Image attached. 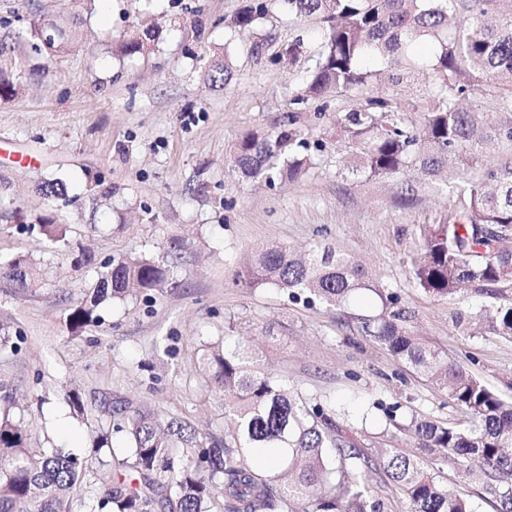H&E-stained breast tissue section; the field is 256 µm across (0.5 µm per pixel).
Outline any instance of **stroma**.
I'll return each instance as SVG.
<instances>
[{"label": "stroma", "mask_w": 512, "mask_h": 512, "mask_svg": "<svg viewBox=\"0 0 512 512\" xmlns=\"http://www.w3.org/2000/svg\"><path fill=\"white\" fill-rule=\"evenodd\" d=\"M245 3L0 0V74L22 79L16 96L0 98V195L10 201L0 207V254L30 256L43 278L28 291L0 278L8 338L0 346V410L12 409L30 448L87 454L120 404L187 419L202 436L232 442L224 395L198 364L204 341L228 351L250 341L265 369L288 379L307 404L344 414L371 449L412 450L408 433L388 436L393 421H461L446 392L361 333L360 317L379 311L373 292H356L339 310L237 282L272 245L304 250L322 241L347 253L391 285L416 336L512 396V341L480 333L475 316L484 297L438 300L412 280L421 225L450 206L436 184L413 172L356 178L340 171L332 151L295 180L232 170V142L274 130L304 76V66L271 62L264 34L319 37L314 21L289 19L275 4L256 28L231 29ZM37 11L64 22L77 41L33 76L17 37ZM148 27L157 33L151 53L113 56L121 34ZM226 56L233 79L212 86L207 66ZM24 155L33 164H21ZM47 178L66 182L68 206L50 209L38 195ZM48 212L91 264L76 266L71 253L18 233V224ZM168 254L179 261L173 281L105 300L97 325L70 331L64 312L89 300L101 262ZM457 311L470 316L460 327L451 319ZM75 392L88 403L84 413L71 405ZM438 478L470 498L475 512H496L495 499L462 464L442 463Z\"/></svg>", "instance_id": "stroma-1"}]
</instances>
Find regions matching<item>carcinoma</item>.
Wrapping results in <instances>:
<instances>
[{
	"label": "carcinoma",
	"mask_w": 512,
	"mask_h": 512,
	"mask_svg": "<svg viewBox=\"0 0 512 512\" xmlns=\"http://www.w3.org/2000/svg\"><path fill=\"white\" fill-rule=\"evenodd\" d=\"M292 19H313L321 36L309 43L300 35L279 46L272 61L293 68L309 62L300 90L289 101L288 118L269 134L247 133L233 146L232 166L246 177L273 179L303 175L324 140L296 126L297 112L385 79L424 77L421 121L409 122L389 96L363 97L355 108L336 114L344 133L342 169L357 176H392L416 171L428 180L448 173L444 183L451 206L439 224H424L421 244L411 259L415 285L434 298L475 291L490 299L483 319L492 336L512 338V155L494 158L488 146H512V0H279ZM269 14L268 0H251L233 23L252 27ZM156 35L145 30L117 46L123 56L147 54ZM27 42L31 52L60 57L75 40L64 28L33 15ZM421 42L431 55H414ZM489 93L504 118L495 126L479 122L462 100ZM45 200L69 205L64 182L48 179L36 187ZM51 243L69 248L67 228L49 218L24 225ZM176 259H111L101 265L90 301L69 309L73 331L93 325L101 300H125L161 287L174 276ZM0 277L18 289L37 287L38 274L22 255L0 259ZM242 282L270 285L289 297L321 300L340 307L367 288L381 301V312L361 319V332L383 344L468 416L465 425L411 420L409 431L422 453L456 460L475 470L498 512H512V399L438 348L413 336L407 311L397 307L392 287L375 279L352 257L316 244L304 255L273 245L258 254ZM199 366L232 404L233 445L209 442L192 424L166 422L145 408L112 411V432L128 437L129 466L137 478L127 483L107 477L98 512H383L366 476L382 469L399 487L414 512H473L469 499L448 492L434 466L414 454L391 450L375 458L336 414L308 408L288 381L259 366L255 349L240 344L228 353L220 345L200 349ZM274 448L279 461L256 469L251 455ZM88 473L87 461L59 448L36 459L19 425L0 417V512H78L75 496Z\"/></svg>",
	"instance_id": "carcinoma-1"
}]
</instances>
